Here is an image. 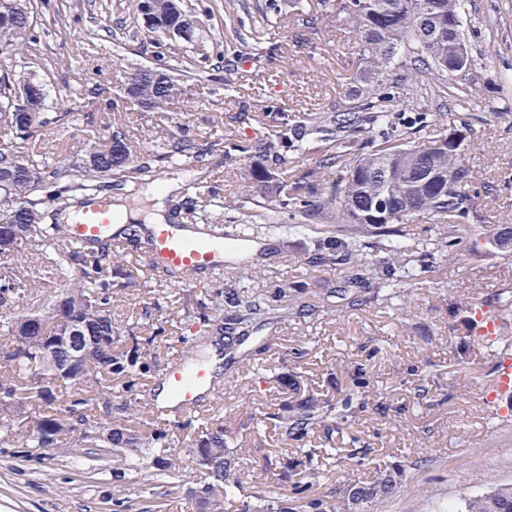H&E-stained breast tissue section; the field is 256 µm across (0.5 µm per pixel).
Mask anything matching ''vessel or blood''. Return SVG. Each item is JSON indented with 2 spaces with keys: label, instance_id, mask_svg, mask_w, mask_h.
<instances>
[{
  "label": "vessel or blood",
  "instance_id": "1",
  "mask_svg": "<svg viewBox=\"0 0 512 512\" xmlns=\"http://www.w3.org/2000/svg\"><path fill=\"white\" fill-rule=\"evenodd\" d=\"M69 230L71 242L80 245H117L122 239L118 225L112 222V205L100 195L89 198ZM141 232L149 248V264L158 273H175L183 283L194 285L224 271L226 243L219 229L197 224H145ZM165 381L172 402L153 403L158 417L167 415L174 406L185 414L196 411L217 392L215 370L206 357L191 364L183 359L171 364L165 370Z\"/></svg>",
  "mask_w": 512,
  "mask_h": 512
}]
</instances>
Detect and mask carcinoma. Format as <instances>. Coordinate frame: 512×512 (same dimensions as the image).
<instances>
[{
	"label": "carcinoma",
	"instance_id": "1",
	"mask_svg": "<svg viewBox=\"0 0 512 512\" xmlns=\"http://www.w3.org/2000/svg\"><path fill=\"white\" fill-rule=\"evenodd\" d=\"M413 0H342L345 13L359 41V72L352 93L354 105L329 115H314L310 121L334 127L336 136L322 148L316 168L283 177L273 171L285 152L300 153L299 133L282 117L279 129L262 143L229 142L227 155L236 154L239 174L247 195L273 205L276 213L314 216L325 222L327 253L320 262H336L335 225H348V234L381 233L389 224H411L421 216H444L448 224L439 230V245L448 249V260L456 261L455 246L469 234L474 218L473 204L465 189L478 179L455 147H435L446 135L445 113L407 122L393 119L391 89L402 79L420 85L426 94H448L459 75L448 73V59L454 44L465 40V0H420L427 8V20L410 8ZM30 0H0V56H19L32 38ZM154 32L182 28L189 11L179 0H154ZM285 21L278 5L270 4L263 15V28L239 36L240 47L231 51L217 47L224 63V91L230 98L240 93L234 61L246 52L258 60L270 58L275 47L260 53L261 33ZM140 78L134 86L107 101L110 115L108 140L91 150L82 162L71 165L60 156L49 162L28 145L38 143L54 130L67 112H53L40 96L25 109L15 104L17 95L29 87L25 80L15 86L0 77V446L39 448L50 458L73 448H152L154 476L178 480L187 473L199 474L187 496L189 508L197 512H224V503L236 495L240 484L226 455L223 408L193 431L187 444L189 463L173 458L167 448L175 444L174 434L149 426L148 404L136 397L139 381L157 371L154 336H138L128 330L122 336L115 310L120 292L133 280L122 257L110 255L106 246L68 243L69 225L58 222L51 208L82 207L92 195L120 194L144 185L153 173L155 160L131 157V118L123 103L130 100L144 112H162L179 91L178 72L157 80L147 67H137ZM427 130L425 140L412 138L416 129ZM262 154L267 164L252 167V153ZM207 149L197 141L188 125H177L167 152L158 161L173 164L186 157L200 162ZM359 170L363 180L350 178ZM435 178L441 185L431 192L420 178ZM331 184L326 196L318 188ZM387 197V210L378 214V195ZM393 265L387 270L388 287L399 289L410 276L401 262V250L392 249ZM55 264L59 285L35 279L31 267L40 261ZM43 293L37 310L13 312L15 296L22 292ZM301 297L280 288L262 294L252 288L219 289L197 301L200 332L181 337L189 356L209 343L224 344V352L244 345L260 327L303 312ZM78 335L75 344L84 356L70 373L68 349L57 339ZM121 384L125 398L109 425L96 419L99 401L110 407L112 383ZM29 407L30 420L20 419ZM279 416L287 436L303 437L309 428L336 417V402L309 396L285 403ZM142 427L133 429L130 423ZM327 448L300 449V464L314 481L324 474ZM401 470L387 468L371 483L352 481L345 487L342 506L354 512L373 501L390 497L400 483ZM302 512H337L336 500L324 496L301 504ZM240 512H290L288 497L273 498L258 507L240 501ZM459 512H512V484L502 485L465 501Z\"/></svg>",
	"mask_w": 512,
	"mask_h": 512
}]
</instances>
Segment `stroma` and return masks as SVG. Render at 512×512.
Here are the masks:
<instances>
[{
	"label": "stroma",
	"mask_w": 512,
	"mask_h": 512,
	"mask_svg": "<svg viewBox=\"0 0 512 512\" xmlns=\"http://www.w3.org/2000/svg\"><path fill=\"white\" fill-rule=\"evenodd\" d=\"M278 2L286 25L267 34L277 50L264 64H240L243 91L224 95V71L213 54L216 44L233 48L239 34L257 26L270 2ZM239 26L225 24L223 12L203 18L197 41L170 42L157 55L152 34L137 11L138 0H34L36 22L22 57L9 62L14 80L35 78L52 100L73 117L49 137L51 148L71 161L82 159L107 137L105 102L139 66L187 65L181 91L165 112L135 113L141 130L134 156L164 152L155 128L174 132L175 122L189 124L210 150L204 163L182 159L167 170L174 191L166 210L188 187L215 193L229 206L220 219L225 233L248 231L253 237L254 277L245 288L272 293L303 288L312 297L311 313L260 328L244 344L257 369L224 367V432L241 456L234 468L249 500L293 491L290 507L303 497L341 494L354 479L374 481L380 470L403 469L402 485L365 512H459L465 499L501 484H512V417L493 415L486 400L499 355H512V249L493 248L489 239L512 212V0H468L464 29L474 65L465 78L477 90L470 103L414 97L411 84L399 82L393 93L396 116L413 111L444 113L448 127L466 130L467 164L479 175L468 193L477 217L471 235L458 242L461 259L449 262L435 240L440 221L419 218L398 224L392 237L344 239L334 266L313 264L321 237L320 223L297 226L282 214L281 231L268 230L260 210L247 202L226 151L232 139L254 141L279 125L304 126L309 115L347 104L359 68L358 36L336 0H307L315 24L301 21L294 0H234ZM401 246L411 273L401 294L383 282L392 256ZM356 253L366 275L363 304L341 296ZM135 284L122 291L120 324L148 336L163 322L159 363L168 366L180 354L181 337L196 327V301L223 288L224 277L178 286L150 269L144 244L126 242L119 250ZM485 308L502 322L494 347L474 341L470 327L456 315L457 305ZM303 351L295 359V351ZM365 382L362 406L327 427H314L301 440L285 438L273 416L284 400L309 395L342 398L356 379ZM268 421L257 425L255 418ZM328 448L326 475L312 482L306 470L282 482L276 464L284 449ZM113 459L92 448L42 457L34 448L0 447V512H112L117 495ZM186 485L157 480L145 469L125 491L138 512H188Z\"/></svg>",
	"instance_id": "1"
}]
</instances>
